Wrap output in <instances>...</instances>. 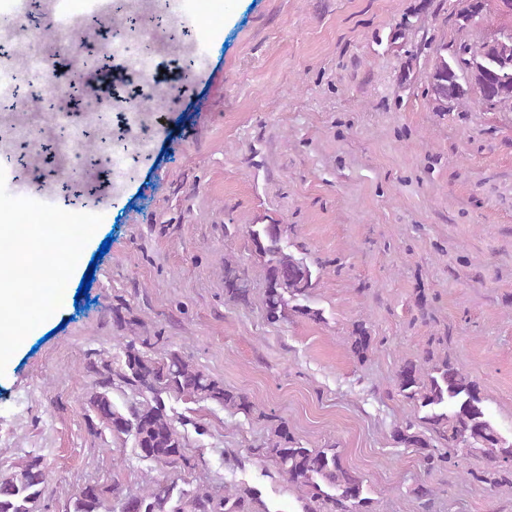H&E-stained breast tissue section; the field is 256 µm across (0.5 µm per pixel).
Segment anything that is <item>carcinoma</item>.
I'll return each mask as SVG.
<instances>
[{"instance_id": "1", "label": "carcinoma", "mask_w": 512, "mask_h": 512, "mask_svg": "<svg viewBox=\"0 0 512 512\" xmlns=\"http://www.w3.org/2000/svg\"><path fill=\"white\" fill-rule=\"evenodd\" d=\"M152 22L164 27L173 43L193 41L190 30L165 6L153 13ZM141 23L132 0H121L114 22L88 18L85 27L96 30L101 38L129 33ZM96 48L94 43L79 40L68 53H81L92 59L94 70L110 67ZM469 48V42L461 41L449 55L442 48L436 50L430 75L435 100L459 106L471 94L488 89L495 98L512 106V40L482 46L463 72L460 64L468 58ZM62 96L75 111L88 107L79 83L64 85ZM10 152L15 170L36 192L48 182L55 184L56 194L67 198L91 188L89 184L79 186L62 179L52 163L32 165L27 142H14ZM247 233L253 252L264 259L265 320L277 324L293 316L320 319L321 312L309 305L317 278L311 265L290 251L287 228L282 224H251ZM252 295L245 269L233 260H224V300L247 305ZM112 316L122 329L136 325L131 308L123 303L112 308ZM159 342L158 336L130 337L124 342V365L117 371L97 355H89L84 370L92 384L83 397V405L92 430L102 426L113 436L132 438L139 455L162 469H189L185 437L167 411V400L209 401L247 417L257 407L246 394L225 387L182 351L160 348ZM372 344L366 324H357L350 336L351 352L362 361ZM393 385L415 411L414 417L394 426L393 438L396 443L415 449L426 470L454 466L457 457L479 451L486 456L487 467L467 472L468 478L493 488L512 489V440L503 437L488 418L476 382L448 357H437L428 351L420 359L403 360L394 373ZM116 388L132 394V401L122 409L113 401ZM257 455L271 458L278 474L303 490V512H375L373 499L365 495L364 478L344 466L338 450L332 446L313 448L298 441L283 419L272 424L271 437L265 447L257 449ZM45 493L46 472L41 458L33 456L0 478V512H39ZM117 502L123 512H271L245 483L215 495L200 486L184 489L173 480L154 477L134 494L124 491L118 483L107 484L94 496L71 499L67 512H116Z\"/></svg>"}]
</instances>
